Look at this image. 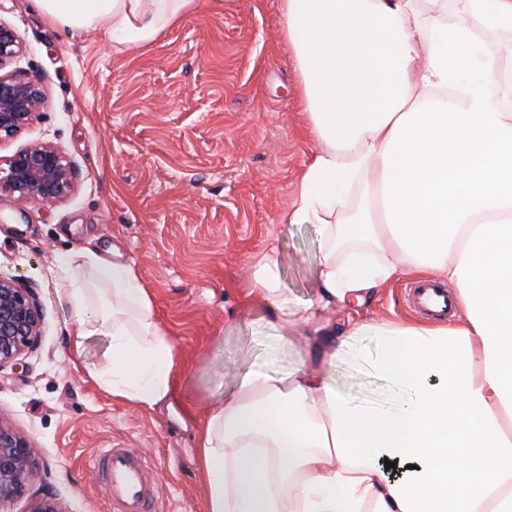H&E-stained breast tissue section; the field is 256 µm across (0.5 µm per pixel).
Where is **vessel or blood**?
I'll return each instance as SVG.
<instances>
[{
  "instance_id": "1",
  "label": "vessel or blood",
  "mask_w": 512,
  "mask_h": 512,
  "mask_svg": "<svg viewBox=\"0 0 512 512\" xmlns=\"http://www.w3.org/2000/svg\"><path fill=\"white\" fill-rule=\"evenodd\" d=\"M416 306L430 316L448 315L451 305L446 287L419 283L411 290ZM93 467L112 499V512H152L154 486L146 459L133 448H109Z\"/></svg>"
}]
</instances>
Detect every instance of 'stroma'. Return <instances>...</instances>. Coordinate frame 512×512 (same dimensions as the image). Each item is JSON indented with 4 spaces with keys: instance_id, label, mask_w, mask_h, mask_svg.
Instances as JSON below:
<instances>
[{
    "instance_id": "stroma-1",
    "label": "stroma",
    "mask_w": 512,
    "mask_h": 512,
    "mask_svg": "<svg viewBox=\"0 0 512 512\" xmlns=\"http://www.w3.org/2000/svg\"><path fill=\"white\" fill-rule=\"evenodd\" d=\"M196 10L149 47L121 49L103 30L51 22L35 0H0V25L23 52L9 72L38 84L43 115L0 143V164L34 143L57 146L76 171L72 194L46 207L0 196V273L21 278L42 307L41 336L19 365L0 369V419L32 439L68 512H112L89 463L135 448L155 478L157 512H204L197 421L245 373L285 370L300 337L245 304L268 244L288 297L315 301L321 246L285 213L318 144L298 104L299 73L280 34L281 0H197ZM134 265L181 366L173 406L142 410L102 391L87 367L104 359L92 338L70 346L74 325L55 288L76 252ZM400 276L366 307L318 310L323 331L349 321L414 313ZM380 342L356 337L328 372L343 394L386 404Z\"/></svg>"
}]
</instances>
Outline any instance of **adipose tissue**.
<instances>
[{"label":"adipose tissue","mask_w":512,"mask_h":512,"mask_svg":"<svg viewBox=\"0 0 512 512\" xmlns=\"http://www.w3.org/2000/svg\"><path fill=\"white\" fill-rule=\"evenodd\" d=\"M53 22L101 28L141 47L196 0H37ZM281 0L299 96L319 148L286 213L323 247L316 305L289 309L275 245L248 301L278 328L316 307L364 304L400 275L446 282L445 324L367 321L396 396H343L302 351L285 371H255L198 425L206 512H512V77L475 36L512 50V0ZM361 193L354 223L331 216ZM58 296L71 346L95 335L104 392L141 409L171 403L178 358L136 269L96 255L67 261ZM401 467L390 477L386 462Z\"/></svg>","instance_id":"1"}]
</instances>
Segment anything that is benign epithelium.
Wrapping results in <instances>:
<instances>
[{
	"label": "benign epithelium",
	"instance_id": "obj_1",
	"mask_svg": "<svg viewBox=\"0 0 512 512\" xmlns=\"http://www.w3.org/2000/svg\"><path fill=\"white\" fill-rule=\"evenodd\" d=\"M21 50L19 37L0 25V66ZM44 104L42 90L21 78L0 74V142L14 138ZM74 189L71 163L55 146L29 145L0 166V195L19 202L53 205ZM41 306L33 293L15 277L0 275V368L16 366L40 336ZM39 449L0 419V512L21 497L41 476ZM26 512H67L49 492L32 496Z\"/></svg>",
	"mask_w": 512,
	"mask_h": 512
}]
</instances>
